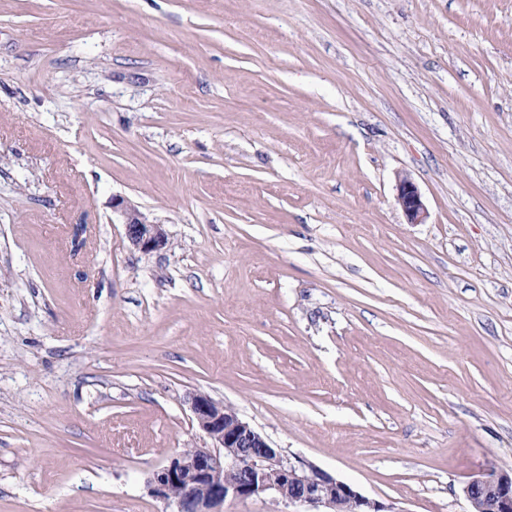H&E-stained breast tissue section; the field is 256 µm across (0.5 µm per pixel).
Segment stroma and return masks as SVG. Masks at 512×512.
Returning a JSON list of instances; mask_svg holds the SVG:
<instances>
[{
    "instance_id": "obj_1",
    "label": "stroma",
    "mask_w": 512,
    "mask_h": 512,
    "mask_svg": "<svg viewBox=\"0 0 512 512\" xmlns=\"http://www.w3.org/2000/svg\"><path fill=\"white\" fill-rule=\"evenodd\" d=\"M192 393L398 512L512 471V0H0V512H171ZM396 201L409 223L420 224L427 218L421 193L416 184L407 177L398 180ZM112 208L122 216L125 237L134 248L153 253L171 247V238L164 225L150 222L145 214L124 198H114Z\"/></svg>"
}]
</instances>
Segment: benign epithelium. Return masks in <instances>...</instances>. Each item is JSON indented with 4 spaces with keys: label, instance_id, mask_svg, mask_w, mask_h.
I'll return each instance as SVG.
<instances>
[{
    "label": "benign epithelium",
    "instance_id": "7a95c632",
    "mask_svg": "<svg viewBox=\"0 0 512 512\" xmlns=\"http://www.w3.org/2000/svg\"><path fill=\"white\" fill-rule=\"evenodd\" d=\"M396 201L411 224L427 218V209L414 182L398 180ZM112 208L123 219L125 237L143 253L167 250L171 238L164 225L153 223L123 198ZM193 421L211 445L189 453H175L155 470V492L174 512H222L226 499L262 495L286 506H304L308 512H396L390 505L370 499L351 485L299 456L284 458L280 451L237 411L204 394L188 398ZM238 471L237 481L224 475ZM469 512H512V474L489 473L463 487Z\"/></svg>",
    "mask_w": 512,
    "mask_h": 512
}]
</instances>
